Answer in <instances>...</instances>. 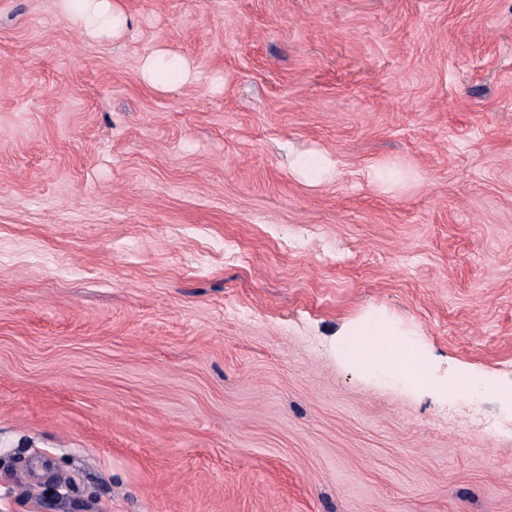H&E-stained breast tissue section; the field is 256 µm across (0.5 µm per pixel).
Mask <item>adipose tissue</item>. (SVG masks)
Wrapping results in <instances>:
<instances>
[{
	"mask_svg": "<svg viewBox=\"0 0 512 512\" xmlns=\"http://www.w3.org/2000/svg\"><path fill=\"white\" fill-rule=\"evenodd\" d=\"M59 3L63 15L93 40L120 38L130 24L124 0H59ZM140 74L147 84L160 91L195 78L189 61L164 50L143 56ZM289 168L297 179L310 186L329 183L337 174L335 160L329 153L319 150H294ZM359 334V339L347 350L348 361L360 366L380 363L386 345L385 327L372 324L361 328Z\"/></svg>",
	"mask_w": 512,
	"mask_h": 512,
	"instance_id": "ef3b65f1",
	"label": "adipose tissue"
}]
</instances>
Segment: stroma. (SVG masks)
I'll use <instances>...</instances> for the list:
<instances>
[{
	"instance_id": "stroma-1",
	"label": "stroma",
	"mask_w": 512,
	"mask_h": 512,
	"mask_svg": "<svg viewBox=\"0 0 512 512\" xmlns=\"http://www.w3.org/2000/svg\"><path fill=\"white\" fill-rule=\"evenodd\" d=\"M127 8L0 0V512H512V0ZM63 15L88 38H120L129 28L123 0H58ZM140 74L147 84L160 91H167L175 84L192 82L196 75L189 61L165 50H153L143 56ZM292 174L310 186L331 182L337 174L336 161L325 151L296 149L291 153ZM353 336H362L352 343L347 350V359L350 363L366 366L378 364L385 356L386 339L389 336L384 326L372 324L362 327Z\"/></svg>"
}]
</instances>
